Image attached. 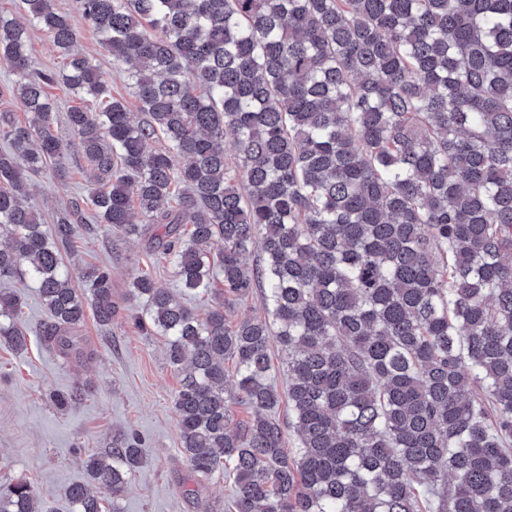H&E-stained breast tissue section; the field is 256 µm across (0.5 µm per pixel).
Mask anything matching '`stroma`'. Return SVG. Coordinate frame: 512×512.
I'll return each mask as SVG.
<instances>
[{
  "label": "stroma",
  "mask_w": 512,
  "mask_h": 512,
  "mask_svg": "<svg viewBox=\"0 0 512 512\" xmlns=\"http://www.w3.org/2000/svg\"><path fill=\"white\" fill-rule=\"evenodd\" d=\"M55 3L80 30L83 50L97 59L113 94L128 95L123 74L82 18L78 0ZM88 189L81 174L64 188L48 170L35 179L31 202L48 219ZM64 260L77 286L86 267L110 266L114 299L126 320L108 332L87 318L81 336L94 356L82 366L69 363L38 336L45 313L37 288L23 289L20 320L28 345L16 350L0 343V484L27 480L55 512H69L62 490L84 481L87 457L104 454L113 436L132 433L140 439L141 463L120 499L121 512H228L231 480L219 474L198 477L180 452L173 407L179 374L168 360L164 337L132 323L144 311L143 301L129 292L132 278L147 271L158 286L174 288L173 268L156 259L145 240L95 222L80 228ZM82 383L89 391L79 403L54 405L52 394Z\"/></svg>",
  "instance_id": "35a3bbf8"
}]
</instances>
